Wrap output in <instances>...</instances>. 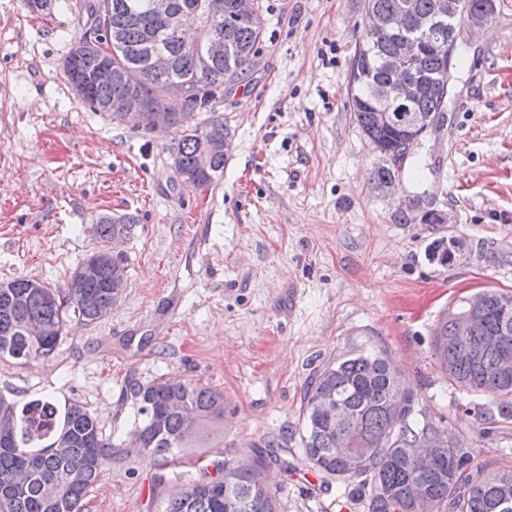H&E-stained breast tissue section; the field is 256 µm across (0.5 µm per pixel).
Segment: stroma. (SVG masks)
Wrapping results in <instances>:
<instances>
[{"mask_svg":"<svg viewBox=\"0 0 512 512\" xmlns=\"http://www.w3.org/2000/svg\"><path fill=\"white\" fill-rule=\"evenodd\" d=\"M262 37L245 79L190 122L223 120L221 178L182 186L172 133L82 104L64 61L86 22L76 0L52 19L0 0V282L67 287L103 243L104 216L135 224L119 249L127 278L111 314L67 323L54 355L0 358V395L75 400L114 442L84 512H163L174 466L131 447L127 379L224 394L225 457L275 439L280 512H366L362 477L325 481L302 449L304 396L328 362L374 344L415 394L419 418L448 430L475 465L512 471V421L479 418L480 392L437 367L432 331L458 299L512 294V0L461 24L444 124L409 149L393 194L370 180L379 158L357 127L347 72L369 19L363 0H259ZM427 195L444 224H404ZM463 240L453 264L426 258Z\"/></svg>","mask_w":512,"mask_h":512,"instance_id":"stroma-1","label":"stroma"}]
</instances>
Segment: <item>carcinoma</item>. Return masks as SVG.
I'll return each mask as SVG.
<instances>
[{
  "mask_svg": "<svg viewBox=\"0 0 512 512\" xmlns=\"http://www.w3.org/2000/svg\"><path fill=\"white\" fill-rule=\"evenodd\" d=\"M28 11L48 18L57 0H24ZM111 14L110 26L98 36L111 53L91 48L80 37L64 62L70 84L83 85L81 102L99 111L119 99L130 101L129 111L148 117L154 111L173 115L171 150L176 172L193 171L206 143L228 135L224 121L215 119L204 128L186 124L185 108L167 102L161 93L170 79L190 84L193 110H207L224 95V73L229 80H241L254 57L260 36L237 20L240 8H252L257 0H221L222 14L204 22L208 32L224 36L229 52L224 61L204 63L199 54L200 39L193 32L171 35L165 18L150 15L145 0H105ZM440 0H411L415 22L429 20L437 13ZM397 0H365L366 12L381 19L390 14ZM158 38V47L173 60L171 71H155L148 58L139 53L143 42ZM401 36L382 25L362 32L348 73L354 120L372 148L392 151L404 160L409 141L425 124L415 120L444 118L446 96L443 88H431L406 110L394 99L382 104L372 97L377 81L390 80L384 67L386 56L395 53ZM109 64L118 77L108 85L94 82L96 71ZM128 68L139 71L136 84H127L119 74ZM416 75L436 77L448 82V29L428 36L427 46L414 67ZM225 157L212 160L209 172L200 174L189 187L209 186L224 174ZM399 169L393 165L377 167L371 180L378 188L394 182ZM437 223L436 210L422 207V199L410 202L400 211L405 224L417 220ZM131 217L114 220L104 217L95 230L108 242L116 235H127L133 227ZM462 247L456 239H440L428 248V258L449 265ZM486 305L470 319L468 336L454 338L448 314L438 320L432 338V351L438 368L458 385L491 398L499 416L512 419V376L499 369L504 354L512 356V295L484 289ZM118 296L105 281L82 282L72 277L68 287L50 288L28 278L0 282V357L24 362L45 359L56 350L67 322L77 317L93 324L112 312ZM38 320L54 328L51 336H31L26 324ZM495 333L502 339L500 348L484 352L475 360L470 349L483 336ZM126 394L133 401L132 429L140 430V452L150 458L165 457L174 466L187 469L181 487L170 493L164 512H227L226 497L246 499L245 512H278L276 489H261L258 473L281 465L279 444L270 440L265 451L249 460L225 459L202 465L204 449L214 447L222 434L224 395L193 384L170 383L156 378L147 383L128 382ZM338 398L348 407L340 420L321 412L323 402ZM183 405L201 417L200 430L189 435L182 430L179 408ZM39 412L51 420L46 430L35 426L32 415ZM0 424L8 431L0 436V473L20 476L16 489L0 493V512H81L83 500L95 484L102 468L112 460L114 444L102 435L96 417L79 402L62 405L50 395L24 404L0 395ZM439 436L438 461L427 470L413 467L404 453L419 438ZM69 441L67 452L53 448L59 438ZM304 454L311 468L325 477L346 481L365 477L368 487V512H419L417 498L424 496L429 512H512V472L492 473L471 464L467 448L444 428L414 417V396L391 367L386 352L363 349L324 366L309 387L304 407ZM345 441L357 452L356 468L351 470L339 454L336 443Z\"/></svg>",
  "mask_w": 512,
  "mask_h": 512,
  "instance_id": "cac0c4a2",
  "label": "carcinoma"
}]
</instances>
